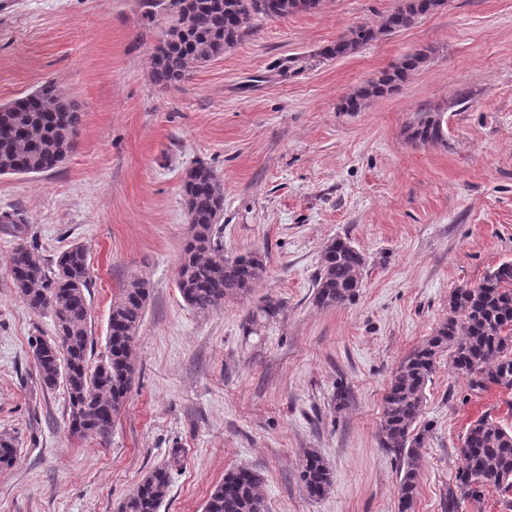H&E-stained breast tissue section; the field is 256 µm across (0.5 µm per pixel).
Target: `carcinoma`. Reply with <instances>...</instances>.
<instances>
[{
	"label": "carcinoma",
	"mask_w": 512,
	"mask_h": 512,
	"mask_svg": "<svg viewBox=\"0 0 512 512\" xmlns=\"http://www.w3.org/2000/svg\"><path fill=\"white\" fill-rule=\"evenodd\" d=\"M184 7L172 16L163 39L152 52L157 84L176 86L193 70L233 48L258 17L284 18L301 12L300 0H172ZM441 7L438 0H400L377 24L361 23L324 46L325 59L342 58L381 36L405 30ZM424 48L366 81L342 100L340 109L356 112L365 101L396 90L428 61ZM79 116L53 82L0 107V175L41 174L57 168L75 149L70 132ZM442 115L423 112L409 127L407 139L419 145L444 141ZM189 217V235L177 262L176 286L191 308L206 312L251 293L266 274L265 258L257 252L224 256L220 221L224 186L213 167L195 163L182 184ZM365 257L347 238L328 243L315 281V303L342 306L355 299ZM10 278L26 306L51 313L53 339L38 338L33 348L35 373L42 389L65 387L68 422L78 434L106 436L127 401L135 378V345L150 298L149 284L133 279L121 289L110 308L105 356L92 363L91 311L85 291L90 266L85 246L75 244L49 265L38 249L19 243L13 249ZM280 304L265 299L251 315L274 317ZM448 355L452 370L468 378L475 390H512V262L489 271L476 285L455 287L448 301V318L394 371L384 397L380 425L382 445L402 459L398 512H414L418 495L421 450L428 428L415 431L422 414L425 389L437 359ZM16 439L0 434V468L17 457ZM461 460L448 512L460 502L478 501L486 486L512 489V426L484 416L471 423L458 448ZM300 480L311 498L331 489L333 473L321 454L309 449L300 461ZM262 477L250 468L224 474L204 505V512H264ZM170 485L166 468L146 475L125 499L119 512H159Z\"/></svg>",
	"instance_id": "cac0c4a2"
}]
</instances>
